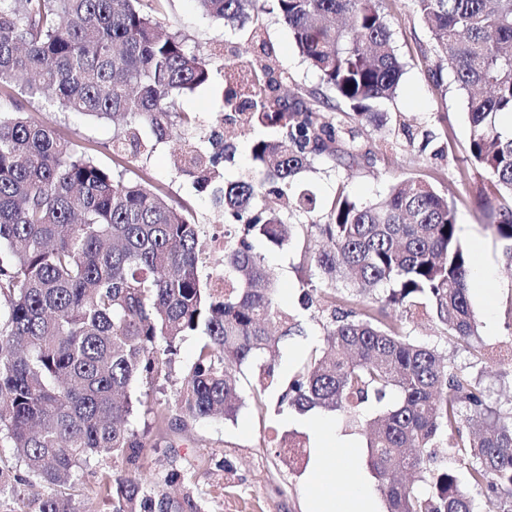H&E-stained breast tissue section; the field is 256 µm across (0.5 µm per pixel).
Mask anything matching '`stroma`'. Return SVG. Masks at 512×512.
Instances as JSON below:
<instances>
[{
	"mask_svg": "<svg viewBox=\"0 0 512 512\" xmlns=\"http://www.w3.org/2000/svg\"><path fill=\"white\" fill-rule=\"evenodd\" d=\"M384 5L393 18V39L405 64L395 98L383 106L386 123L380 129L366 126L359 130L355 139L363 155L359 165L349 169L319 157L296 175L293 187L312 190L326 210L342 186L351 197L372 203L385 198L398 180L438 173L436 188L454 206L462 243L472 250L483 249L494 268L484 294L472 295L471 303L482 336L487 343L499 345L500 350L476 366L462 350L455 360L464 367L475 366L491 402L498 406L512 399V264L506 259L503 242L494 240L484 229L491 223L492 213L480 195L482 175L465 160L469 138L466 97L453 81L437 87L429 79L428 73L438 58L410 0H385ZM156 17L167 30L185 35L188 45L197 49L207 50L212 42L226 39L240 42L243 60L257 54L251 44L241 43L238 31L203 17L194 0H163ZM259 23L280 66L288 73L287 91H321L318 74L303 61L290 30L278 15L262 13ZM223 89L219 81L197 88L180 96L177 106L179 111L197 113V135L205 137L213 130L223 133L225 144L231 147L224 162V177L234 180L251 166L254 134L223 124ZM24 109L34 118L52 122L64 138L80 145L102 166L112 167V123L54 112L38 103L25 104ZM180 147L177 140L157 145L146 166L156 185L173 201L189 204L205 231L213 232L223 226V214L214 206L210 192L197 191L192 178L177 171L175 160ZM255 251L279 288L282 303L299 309L303 282L297 269L298 253L263 241L256 242ZM279 394L276 388L268 392L265 410L248 404L236 419L203 420L169 433L167 440L177 452L178 465L195 466V490L207 512H309L316 492L323 487L314 473L321 433L310 429L304 416L278 412ZM290 434L305 444L304 455L292 465L279 454L281 439ZM116 469V463L105 459L81 474L69 489L77 512H112L111 500L93 494L92 489Z\"/></svg>",
	"mask_w": 512,
	"mask_h": 512,
	"instance_id": "35a3bbf8",
	"label": "stroma"
}]
</instances>
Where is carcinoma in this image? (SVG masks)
I'll return each mask as SVG.
<instances>
[{
	"instance_id": "carcinoma-1",
	"label": "carcinoma",
	"mask_w": 512,
	"mask_h": 512,
	"mask_svg": "<svg viewBox=\"0 0 512 512\" xmlns=\"http://www.w3.org/2000/svg\"><path fill=\"white\" fill-rule=\"evenodd\" d=\"M144 0H0V503L5 512H75L66 486L112 458L120 473L98 483L112 512H205L176 465L151 480L149 448L170 429L237 417L236 373L261 355L258 407L278 382L275 358L305 335L278 297L254 240L300 248L308 274L300 305L316 306L321 342L288 375L278 406L299 415H342L364 424L367 463L385 512H512V407L488 403L481 381L453 355L419 344L403 319L430 317L448 349L485 359L469 300L474 257L457 234L448 198L428 182L402 180L379 202L341 194L327 220L316 198L300 199L305 220L288 222L279 202L294 177L324 156L347 167L358 155L342 141L337 108L310 94L281 95L285 72L237 48L191 50L179 32L160 31ZM212 20L244 31L266 51L252 20L271 8L299 53L358 124H379L404 65L382 0H194ZM439 62L467 97L466 160L501 197L493 236L512 242V0H411ZM247 77L239 79V68ZM224 73V119L273 130L250 145L251 171L215 192L224 214V267H207L204 233L140 174L102 166L79 145L23 110L17 96L55 112L123 124L112 151L131 161L196 125L175 110L187 91ZM224 147L188 141L177 169L201 190L224 178ZM201 341L172 404L150 407L156 433L133 424L131 391L168 380L180 344ZM452 448L455 466L439 456ZM24 471L21 476L18 471ZM35 483L29 495L18 485ZM179 484L180 492L167 487Z\"/></svg>"
}]
</instances>
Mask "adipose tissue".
I'll return each instance as SVG.
<instances>
[{
  "mask_svg": "<svg viewBox=\"0 0 512 512\" xmlns=\"http://www.w3.org/2000/svg\"><path fill=\"white\" fill-rule=\"evenodd\" d=\"M322 439L315 470L324 478L328 489L315 498L312 512H379L377 498L367 475L358 476L345 494L331 492V485L348 470L354 452L349 443L338 440L332 429H325Z\"/></svg>",
  "mask_w": 512,
  "mask_h": 512,
  "instance_id": "ef3b65f1",
  "label": "adipose tissue"
}]
</instances>
